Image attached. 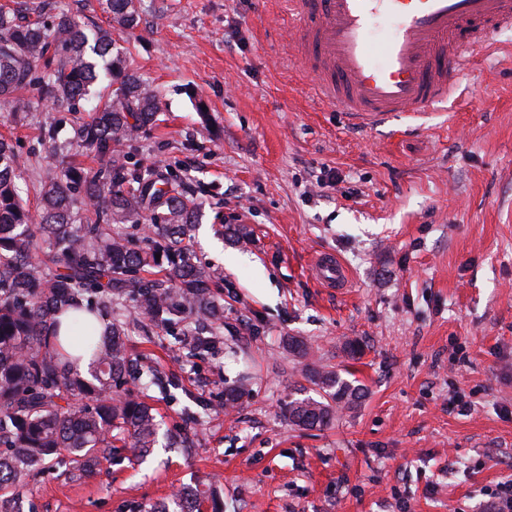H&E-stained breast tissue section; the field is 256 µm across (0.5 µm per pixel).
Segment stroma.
Segmentation results:
<instances>
[{"label": "stroma", "mask_w": 512, "mask_h": 512, "mask_svg": "<svg viewBox=\"0 0 512 512\" xmlns=\"http://www.w3.org/2000/svg\"><path fill=\"white\" fill-rule=\"evenodd\" d=\"M289 29L276 0H143L138 27L118 35L163 106L132 159L189 177L194 255L224 277V328L198 356L195 337L211 334L195 320L131 321L130 353L157 378L128 387L165 428L188 427L191 447L118 454L82 480L51 462L24 512H148L200 482L220 483L224 512H484L512 482V32L477 56L453 105L392 138L347 129L313 95ZM71 119L0 106L23 182L46 166L42 126L61 144ZM323 252L348 288L316 281ZM291 336L365 388L325 430L284 415L308 385ZM355 338L351 360L342 344ZM238 380L249 395L229 413ZM456 394L467 410L449 408Z\"/></svg>", "instance_id": "35a3bbf8"}]
</instances>
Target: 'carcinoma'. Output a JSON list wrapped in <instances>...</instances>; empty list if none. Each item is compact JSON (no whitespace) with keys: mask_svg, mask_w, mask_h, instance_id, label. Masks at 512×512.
<instances>
[{"mask_svg":"<svg viewBox=\"0 0 512 512\" xmlns=\"http://www.w3.org/2000/svg\"><path fill=\"white\" fill-rule=\"evenodd\" d=\"M57 2L0 5V103L77 114L69 149L95 156L100 167L78 171L58 158L39 181L33 214L16 181L13 144L0 135V512H10L5 505L49 460L67 456L71 478L80 480L120 448L155 446V409L121 391L128 333L112 300L131 298L140 317L167 328L188 317L224 325V279L198 265L186 243L195 200L169 171L128 167L125 148L161 112L156 91L112 53L114 31L138 24L140 0H102L108 28L85 24ZM104 82L110 95L91 103L92 88ZM22 90L33 98L19 97ZM128 223L148 230L136 240L112 235V225ZM153 268L161 277L140 276ZM67 312L62 338L56 315ZM81 352L92 357L90 380L76 369ZM303 372L322 393L288 402V422L299 429L327 428L365 397L363 385L338 372L308 365ZM204 507L224 512L213 482L195 491L188 512Z\"/></svg>","mask_w":512,"mask_h":512,"instance_id":"1","label":"carcinoma"}]
</instances>
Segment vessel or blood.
Here are the masks:
<instances>
[{"mask_svg":"<svg viewBox=\"0 0 512 512\" xmlns=\"http://www.w3.org/2000/svg\"><path fill=\"white\" fill-rule=\"evenodd\" d=\"M314 93L348 125L372 130L448 100L476 50L512 30V0H281ZM324 285L348 272L319 254Z\"/></svg>","mask_w":512,"mask_h":512,"instance_id":"b4317fda","label":"vessel or blood"}]
</instances>
